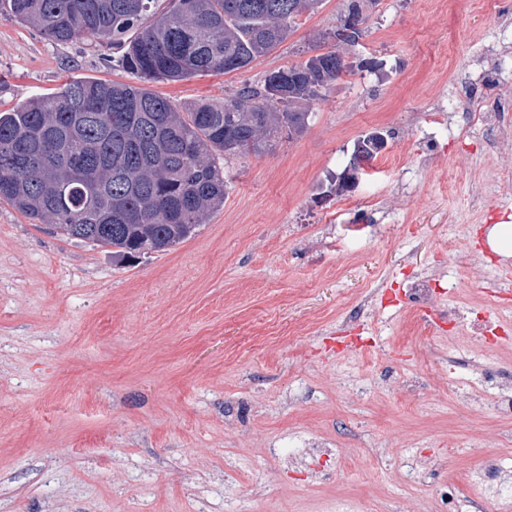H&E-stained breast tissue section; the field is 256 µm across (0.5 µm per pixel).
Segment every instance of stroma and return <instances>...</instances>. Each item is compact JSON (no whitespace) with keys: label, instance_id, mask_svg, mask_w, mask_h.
<instances>
[{"label":"stroma","instance_id":"stroma-1","mask_svg":"<svg viewBox=\"0 0 512 512\" xmlns=\"http://www.w3.org/2000/svg\"><path fill=\"white\" fill-rule=\"evenodd\" d=\"M346 0H321L249 68L153 82L223 101L325 52ZM351 74L304 133L223 161V207L132 261L0 201V512H512L474 470L512 479V422L462 357L512 372V285L486 230L512 215V112L497 150L438 106L498 90L512 0H379ZM79 76L134 83L107 42L54 44L0 17V110ZM385 147L337 192L359 139ZM437 282L423 310L406 291ZM474 311L490 333L472 346ZM422 373L424 387L404 383ZM331 448L318 457L312 444Z\"/></svg>","mask_w":512,"mask_h":512}]
</instances>
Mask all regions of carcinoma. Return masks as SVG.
<instances>
[{
  "mask_svg": "<svg viewBox=\"0 0 512 512\" xmlns=\"http://www.w3.org/2000/svg\"><path fill=\"white\" fill-rule=\"evenodd\" d=\"M321 0H0V16L53 43L107 38L142 82L229 74L288 39ZM336 44L267 72L222 103L179 107L141 86L71 78L0 111V200L68 237L124 259L191 238L224 206L218 160L261 156L303 133L319 100L351 72Z\"/></svg>",
  "mask_w": 512,
  "mask_h": 512,
  "instance_id": "obj_1",
  "label": "carcinoma"
}]
</instances>
